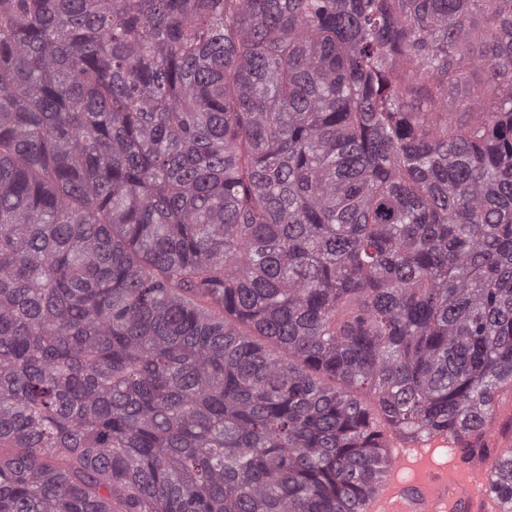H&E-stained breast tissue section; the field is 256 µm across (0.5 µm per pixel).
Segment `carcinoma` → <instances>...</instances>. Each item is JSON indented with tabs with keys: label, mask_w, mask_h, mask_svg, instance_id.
<instances>
[{
	"label": "carcinoma",
	"mask_w": 512,
	"mask_h": 512,
	"mask_svg": "<svg viewBox=\"0 0 512 512\" xmlns=\"http://www.w3.org/2000/svg\"><path fill=\"white\" fill-rule=\"evenodd\" d=\"M504 385L512 0H0V512H359Z\"/></svg>",
	"instance_id": "cac0c4a2"
}]
</instances>
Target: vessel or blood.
Segmentation results:
<instances>
[{"label": "vessel or blood", "mask_w": 512, "mask_h": 512, "mask_svg": "<svg viewBox=\"0 0 512 512\" xmlns=\"http://www.w3.org/2000/svg\"><path fill=\"white\" fill-rule=\"evenodd\" d=\"M490 487V473L459 463L448 443H411L394 450L390 473L362 512H484Z\"/></svg>", "instance_id": "b4317fda"}]
</instances>
